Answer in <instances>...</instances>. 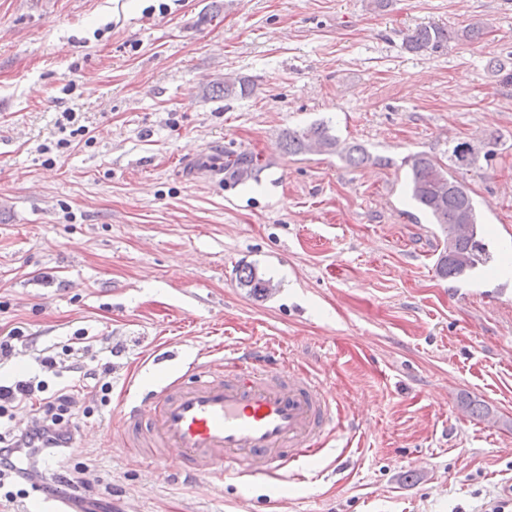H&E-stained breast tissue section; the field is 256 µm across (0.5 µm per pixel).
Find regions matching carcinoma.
Returning a JSON list of instances; mask_svg holds the SVG:
<instances>
[{
    "label": "carcinoma",
    "mask_w": 512,
    "mask_h": 512,
    "mask_svg": "<svg viewBox=\"0 0 512 512\" xmlns=\"http://www.w3.org/2000/svg\"><path fill=\"white\" fill-rule=\"evenodd\" d=\"M482 28L473 24L462 30L439 25L421 26L404 38L406 49L436 53L455 41H468L481 34ZM285 149L290 155L312 152L336 154L350 164L371 161L370 155L358 144L343 145L330 128L311 125L304 129H289L284 133ZM497 140L489 138L480 144L459 141L451 149L449 163L443 164L427 153H416L405 160L410 173L407 190L417 207L439 225L444 246L436 262V272L442 278H459L477 264L490 262L485 230L479 221L470 190L457 173L476 167L480 156L494 152ZM257 163L249 153H239L224 160L225 179L231 183L244 182L255 176ZM239 284L254 296H263L273 288L251 266L239 271Z\"/></svg>",
    "instance_id": "1"
}]
</instances>
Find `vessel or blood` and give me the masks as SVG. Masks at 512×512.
Masks as SVG:
<instances>
[{"instance_id":"1","label":"vessel or blood","mask_w":512,"mask_h":512,"mask_svg":"<svg viewBox=\"0 0 512 512\" xmlns=\"http://www.w3.org/2000/svg\"><path fill=\"white\" fill-rule=\"evenodd\" d=\"M330 388L267 352L197 360L112 418L130 448L182 453V470L218 491L230 464L270 476L323 451L336 431Z\"/></svg>"}]
</instances>
